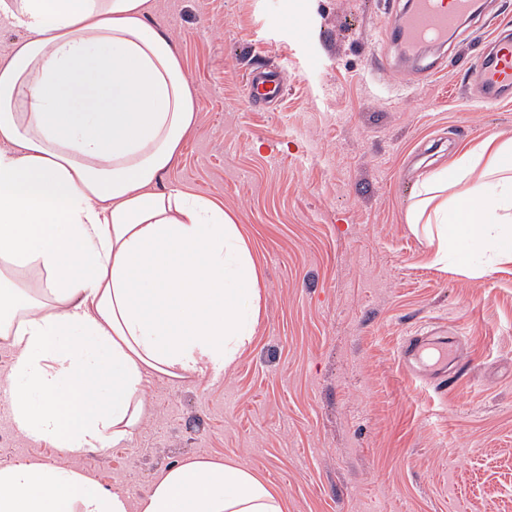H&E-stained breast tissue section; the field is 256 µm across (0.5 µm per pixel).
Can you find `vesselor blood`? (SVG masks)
Returning a JSON list of instances; mask_svg holds the SVG:
<instances>
[{"label": "vessel or blood", "instance_id": "b4317fda", "mask_svg": "<svg viewBox=\"0 0 512 512\" xmlns=\"http://www.w3.org/2000/svg\"><path fill=\"white\" fill-rule=\"evenodd\" d=\"M477 14L476 0H410L407 8L389 10L384 25L397 33L404 47L415 52L427 45L446 44L464 21ZM469 80L483 104L512 98V33L501 31L488 41ZM281 92L280 71L276 68L254 75L245 90L248 100L262 102L278 100ZM459 349L456 333L435 325L404 340L402 359L413 374L443 385L449 372L459 368Z\"/></svg>", "mask_w": 512, "mask_h": 512}]
</instances>
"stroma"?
<instances>
[{
	"instance_id": "1",
	"label": "stroma",
	"mask_w": 512,
	"mask_h": 512,
	"mask_svg": "<svg viewBox=\"0 0 512 512\" xmlns=\"http://www.w3.org/2000/svg\"><path fill=\"white\" fill-rule=\"evenodd\" d=\"M154 4L195 102L166 179L236 217L259 322L219 377L153 376L143 420L111 447L65 453L0 414V466L62 462L134 499L170 463L214 456L252 467L288 512H512V264L435 266L407 223L418 177L512 138V100L465 88L485 34L512 30V0H482L470 40L408 60L384 0ZM278 66L280 99L250 103L252 71ZM438 320L473 370L445 392L399 353Z\"/></svg>"
}]
</instances>
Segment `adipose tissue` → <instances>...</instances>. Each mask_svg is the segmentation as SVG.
<instances>
[{
    "instance_id": "adipose-tissue-1",
    "label": "adipose tissue",
    "mask_w": 512,
    "mask_h": 512,
    "mask_svg": "<svg viewBox=\"0 0 512 512\" xmlns=\"http://www.w3.org/2000/svg\"><path fill=\"white\" fill-rule=\"evenodd\" d=\"M148 0H0V340L15 424L67 452L132 435L148 376L231 367L260 313L236 218L165 183L194 96ZM437 265L512 263V140L423 177L407 214ZM0 512H287L250 466L192 456L137 499L64 464L0 467Z\"/></svg>"
}]
</instances>
